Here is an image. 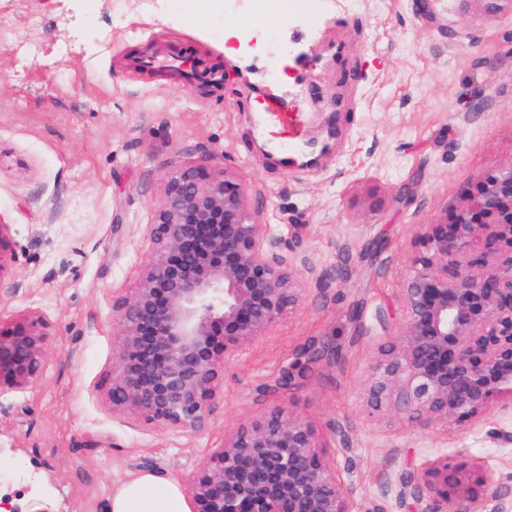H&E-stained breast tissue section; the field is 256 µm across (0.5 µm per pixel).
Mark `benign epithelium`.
<instances>
[{"mask_svg":"<svg viewBox=\"0 0 512 512\" xmlns=\"http://www.w3.org/2000/svg\"><path fill=\"white\" fill-rule=\"evenodd\" d=\"M139 286L112 299L122 350L107 398L112 411L200 432L237 362L300 301L293 257L240 183L184 166L162 175ZM422 251L397 295L396 338L373 394L412 421L469 422L512 395V165L483 181L449 222L422 225ZM41 320L0 332V383L24 388L46 364ZM298 362L275 386L290 390ZM325 444L286 405L224 436L185 485L190 512H352ZM417 512H509L508 492L470 460L398 477Z\"/></svg>","mask_w":512,"mask_h":512,"instance_id":"1","label":"benign epithelium"}]
</instances>
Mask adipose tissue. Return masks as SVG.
<instances>
[{"mask_svg": "<svg viewBox=\"0 0 512 512\" xmlns=\"http://www.w3.org/2000/svg\"><path fill=\"white\" fill-rule=\"evenodd\" d=\"M112 512H187V506L176 484L148 473L113 495Z\"/></svg>", "mask_w": 512, "mask_h": 512, "instance_id": "obj_1", "label": "adipose tissue"}]
</instances>
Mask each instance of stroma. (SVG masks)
Masks as SVG:
<instances>
[{
  "label": "stroma",
  "mask_w": 512,
  "mask_h": 512,
  "mask_svg": "<svg viewBox=\"0 0 512 512\" xmlns=\"http://www.w3.org/2000/svg\"><path fill=\"white\" fill-rule=\"evenodd\" d=\"M251 0H0V221L12 260L0 319L44 320L47 366L0 386V490L27 512H111L150 472L179 484L225 434L283 403L330 445L354 512H409L405 471L470 458L512 491V396L477 421L412 422L375 407L385 318L422 249L485 177L512 165V0H297L267 26ZM255 48H248V41ZM179 53L218 83L135 67ZM305 112L308 165L284 167L258 124ZM240 179L294 246L300 304L224 371L208 429H164L106 401L122 338L113 291L138 285L164 172ZM383 198L375 212L368 195ZM338 347L291 391L310 344Z\"/></svg>",
  "instance_id": "35a3bbf8"
}]
</instances>
